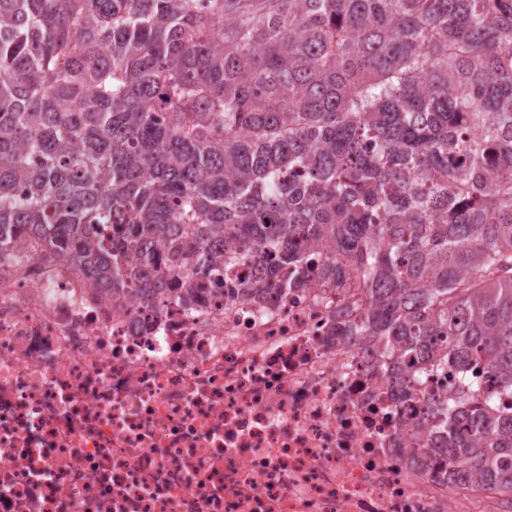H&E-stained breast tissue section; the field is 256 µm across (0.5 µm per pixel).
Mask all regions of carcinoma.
<instances>
[{
	"label": "carcinoma",
	"instance_id": "cac0c4a2",
	"mask_svg": "<svg viewBox=\"0 0 512 512\" xmlns=\"http://www.w3.org/2000/svg\"><path fill=\"white\" fill-rule=\"evenodd\" d=\"M30 235L148 307L356 275L336 335L449 370L431 452L512 494L468 379L512 396V0H0V261ZM244 252L238 251L233 253L231 258V273L233 278L243 280H256L261 270L257 262L250 257H240Z\"/></svg>",
	"mask_w": 512,
	"mask_h": 512
}]
</instances>
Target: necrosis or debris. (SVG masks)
Wrapping results in <instances>:
<instances>
[{
	"label": "necrosis or debris",
	"mask_w": 512,
	"mask_h": 512,
	"mask_svg": "<svg viewBox=\"0 0 512 512\" xmlns=\"http://www.w3.org/2000/svg\"><path fill=\"white\" fill-rule=\"evenodd\" d=\"M357 279L176 299L93 288L37 237L0 263V512H505L420 425L371 343L334 333Z\"/></svg>",
	"instance_id": "obj_1"
}]
</instances>
